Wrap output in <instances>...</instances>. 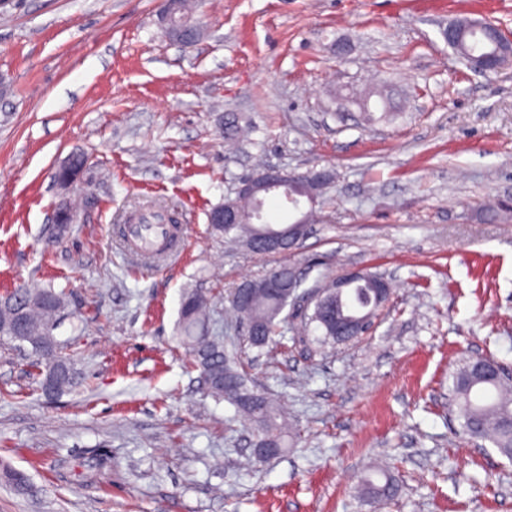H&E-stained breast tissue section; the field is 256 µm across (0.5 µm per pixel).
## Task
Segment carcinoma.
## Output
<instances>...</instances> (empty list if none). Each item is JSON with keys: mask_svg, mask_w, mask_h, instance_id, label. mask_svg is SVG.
I'll use <instances>...</instances> for the list:
<instances>
[{"mask_svg": "<svg viewBox=\"0 0 512 512\" xmlns=\"http://www.w3.org/2000/svg\"><path fill=\"white\" fill-rule=\"evenodd\" d=\"M497 26L490 23L484 29L458 30L448 43L456 53L471 57L484 54L495 57L501 53L494 37ZM89 170L88 159L74 153L69 164L57 170L55 179L59 184H68ZM266 196H226L224 202L216 205L221 209L232 203L240 217L237 224H211L210 233L216 237L239 240L249 245L256 232L263 228ZM177 225L176 214L167 210L159 213L149 207L140 208L139 220L148 218ZM75 221V211L66 207L54 212L55 234L62 236L68 225ZM321 295L313 300L311 313L304 315V330L318 333L322 343L347 342L351 336H338L333 326L325 320L329 305L336 303L334 289L317 287ZM227 310L237 319L244 317L260 324L259 336L250 346L262 349L281 332V325L288 317L281 311V296L273 294L265 287L264 279L252 281L250 303L243 306L232 294H227ZM67 307L63 292L48 288H18L0 297V336L7 337L18 346H28L35 356L34 366L41 377L40 388L47 396L60 394L78 384L74 362L65 352L64 344L57 339L54 331L63 320ZM208 299L202 293L187 289L181 298L178 321L180 342L188 350L191 365L199 371L204 390L214 399L226 400L233 404L237 412L250 418L256 417L264 424L267 436L276 444L279 451L288 448L287 431L282 410L269 397L250 408L238 403V395L251 389L243 366L236 356L224 351L220 342L207 339ZM450 391L453 396L451 412L459 420L461 432L470 439L490 442L499 453L512 460V374L501 375L496 379H486L473 371V359L464 361L462 366L451 374ZM112 468V457L104 448H98L88 458L86 478L91 482L104 479ZM379 479L369 474L358 481L360 491L377 500L389 501L398 494V485L392 477L378 471Z\"/></svg>", "mask_w": 512, "mask_h": 512, "instance_id": "1", "label": "carcinoma"}]
</instances>
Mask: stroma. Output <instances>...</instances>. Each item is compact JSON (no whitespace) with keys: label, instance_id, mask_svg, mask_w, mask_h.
Returning a JSON list of instances; mask_svg holds the SVG:
<instances>
[{"label":"stroma","instance_id":"stroma-1","mask_svg":"<svg viewBox=\"0 0 512 512\" xmlns=\"http://www.w3.org/2000/svg\"><path fill=\"white\" fill-rule=\"evenodd\" d=\"M158 0H0V295L65 291L56 331L82 379L45 396L29 352L0 339V512H512V463L459 436L462 357L512 368V64L486 76L448 46L452 20L512 38V0H193L200 39L171 41ZM392 102L383 108L379 91ZM252 128L236 153L221 125ZM373 120H366V113ZM85 154L72 193L58 164ZM260 166L332 170L290 264L302 289L345 269L391 280L371 333L266 350L224 313L279 256L209 234L207 213ZM180 214L179 256L144 268L121 224L147 198ZM67 200L78 217L51 238ZM207 333L280 402L288 450L258 459L248 420L204 392L176 338L183 289ZM112 454L89 483L85 461ZM383 469L399 492L358 497ZM86 467V478L90 482H99L103 480L111 471L112 457L110 453L104 448H98L93 451V454L88 458Z\"/></svg>","mask_w":512,"mask_h":512}]
</instances>
